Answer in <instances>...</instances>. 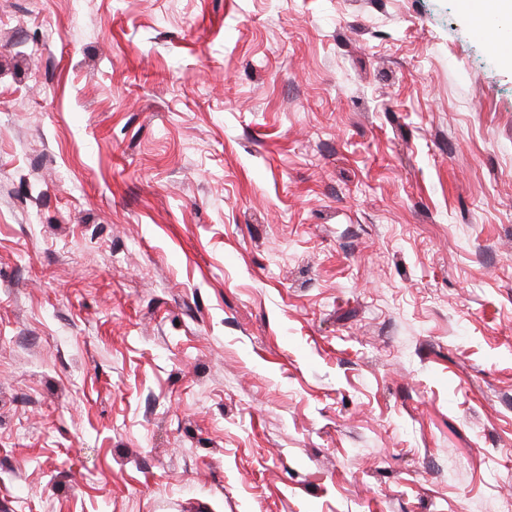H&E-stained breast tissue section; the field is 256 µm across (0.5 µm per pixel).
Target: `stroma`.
Listing matches in <instances>:
<instances>
[{
  "label": "stroma",
  "mask_w": 512,
  "mask_h": 512,
  "mask_svg": "<svg viewBox=\"0 0 512 512\" xmlns=\"http://www.w3.org/2000/svg\"><path fill=\"white\" fill-rule=\"evenodd\" d=\"M511 47L0 0V512H512Z\"/></svg>",
  "instance_id": "stroma-1"
}]
</instances>
